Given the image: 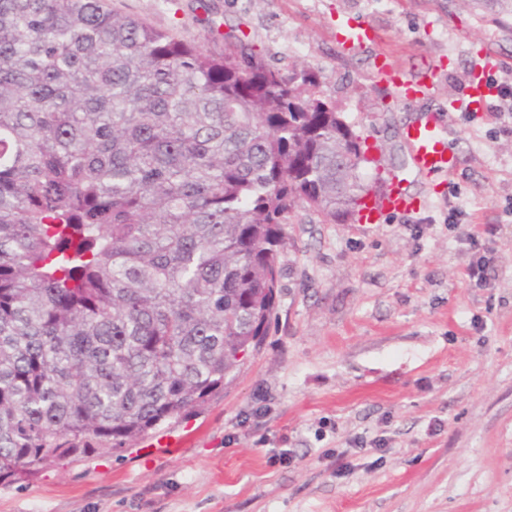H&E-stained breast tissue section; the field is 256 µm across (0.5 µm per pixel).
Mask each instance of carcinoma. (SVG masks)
<instances>
[{"instance_id": "obj_1", "label": "carcinoma", "mask_w": 512, "mask_h": 512, "mask_svg": "<svg viewBox=\"0 0 512 512\" xmlns=\"http://www.w3.org/2000/svg\"><path fill=\"white\" fill-rule=\"evenodd\" d=\"M366 151L311 70L105 0H0V482L223 388L266 335L283 225L357 219Z\"/></svg>"}]
</instances>
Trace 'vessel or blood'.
Wrapping results in <instances>:
<instances>
[{"label":"vessel or blood","instance_id":"vessel-or-blood-1","mask_svg":"<svg viewBox=\"0 0 512 512\" xmlns=\"http://www.w3.org/2000/svg\"><path fill=\"white\" fill-rule=\"evenodd\" d=\"M332 26L338 43L350 52L364 51L381 41L378 28L364 19L355 21L340 16ZM496 68V63L489 56L474 54L467 88L462 96L449 100L448 111H483L487 98L494 93L488 78ZM373 70L381 81L393 89L397 99L406 103H415L428 96L440 75L435 67L417 77L408 75L383 52L375 56ZM448 133L449 126L444 115L437 112H418L404 125L401 138L409 155L407 174L394 178L379 200L365 205L360 212L361 223L376 224L389 214L413 212L418 202L408 191L410 179L427 180L451 173L455 156L448 146Z\"/></svg>","mask_w":512,"mask_h":512}]
</instances>
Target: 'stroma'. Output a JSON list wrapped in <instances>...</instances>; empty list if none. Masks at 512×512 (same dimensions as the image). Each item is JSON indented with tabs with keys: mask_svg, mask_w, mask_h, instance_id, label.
<instances>
[{
	"mask_svg": "<svg viewBox=\"0 0 512 512\" xmlns=\"http://www.w3.org/2000/svg\"><path fill=\"white\" fill-rule=\"evenodd\" d=\"M109 2L213 54L245 46L281 73L317 72L366 141L373 200L405 172L399 129L418 111L374 77L377 51L409 73L452 57L426 103L440 112L464 91L470 44L512 77V11L473 0ZM341 12L383 41L343 53L329 26ZM448 142L457 167L438 192L412 183L418 212L290 218L267 334L205 406L0 485V512H512V133L458 112ZM472 230L494 258L480 287Z\"/></svg>",
	"mask_w": 512,
	"mask_h": 512,
	"instance_id": "stroma-1",
	"label": "stroma"
}]
</instances>
